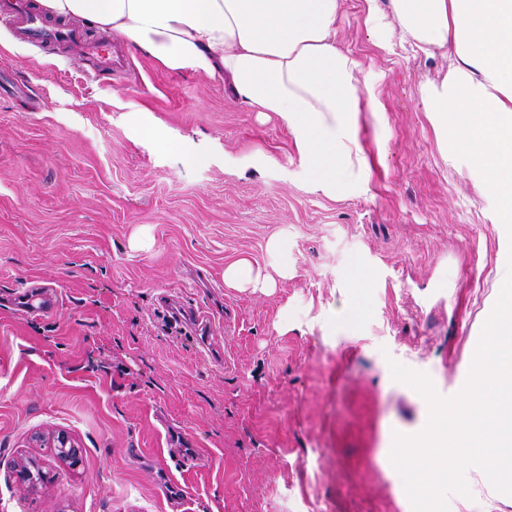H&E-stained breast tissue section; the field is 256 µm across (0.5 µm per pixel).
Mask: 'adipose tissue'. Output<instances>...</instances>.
Wrapping results in <instances>:
<instances>
[{
  "mask_svg": "<svg viewBox=\"0 0 512 512\" xmlns=\"http://www.w3.org/2000/svg\"><path fill=\"white\" fill-rule=\"evenodd\" d=\"M51 19L112 29L171 72L228 81L234 96L283 118L316 188L346 196L366 169L360 62L338 45L343 0H38ZM400 40L448 71L421 91L444 150L467 160L497 221L512 224V0H388ZM277 273L239 260L225 283L265 290Z\"/></svg>",
  "mask_w": 512,
  "mask_h": 512,
  "instance_id": "1",
  "label": "adipose tissue"
}]
</instances>
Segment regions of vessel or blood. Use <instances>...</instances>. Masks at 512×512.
<instances>
[{"label":"vessel or blood","mask_w":512,"mask_h":512,"mask_svg":"<svg viewBox=\"0 0 512 512\" xmlns=\"http://www.w3.org/2000/svg\"><path fill=\"white\" fill-rule=\"evenodd\" d=\"M1 14L8 17L20 41L45 50L59 49L75 53L91 63L96 77L114 74L119 64L106 37L91 34L77 20L60 25L48 24L33 0H0ZM14 301L19 309L33 316L53 313L57 305L56 296L46 293L37 285L27 286L16 294ZM158 301L173 322L189 329L199 339L203 349H210L213 324L208 316L187 306L173 293L160 295Z\"/></svg>","instance_id":"1"}]
</instances>
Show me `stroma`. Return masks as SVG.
Returning a JSON list of instances; mask_svg holds the SVG:
<instances>
[{"instance_id":"1","label":"stroma","mask_w":512,"mask_h":512,"mask_svg":"<svg viewBox=\"0 0 512 512\" xmlns=\"http://www.w3.org/2000/svg\"><path fill=\"white\" fill-rule=\"evenodd\" d=\"M337 27L382 105L381 124L362 117L370 165L346 198L313 187L284 120L207 75L133 47L90 82L0 19V512H172L166 477L185 512H412L388 451L430 407L390 364L443 397L465 386L512 235L422 109L446 62L379 47L364 0ZM242 258L290 274L229 287ZM353 265L370 282L342 319ZM31 280L54 286L55 312L13 306ZM166 290L210 313L222 356L173 327ZM58 430L79 466L35 447ZM187 447L209 467L184 466ZM24 457L48 482L16 481ZM466 480L448 512H512L481 469Z\"/></svg>"}]
</instances>
